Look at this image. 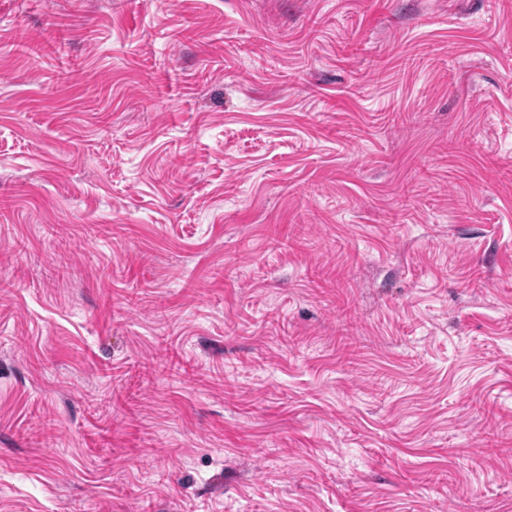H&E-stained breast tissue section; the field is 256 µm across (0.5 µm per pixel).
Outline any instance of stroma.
Segmentation results:
<instances>
[{
    "mask_svg": "<svg viewBox=\"0 0 512 512\" xmlns=\"http://www.w3.org/2000/svg\"><path fill=\"white\" fill-rule=\"evenodd\" d=\"M0 512H512V0H0Z\"/></svg>",
    "mask_w": 512,
    "mask_h": 512,
    "instance_id": "obj_1",
    "label": "stroma"
}]
</instances>
